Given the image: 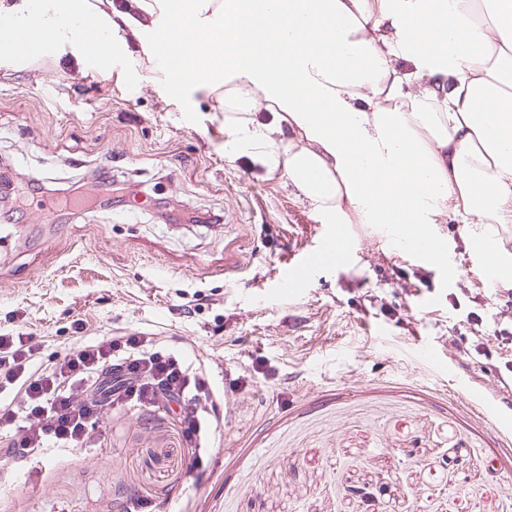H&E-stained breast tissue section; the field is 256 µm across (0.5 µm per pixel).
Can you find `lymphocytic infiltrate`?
Wrapping results in <instances>:
<instances>
[{"mask_svg":"<svg viewBox=\"0 0 512 512\" xmlns=\"http://www.w3.org/2000/svg\"><path fill=\"white\" fill-rule=\"evenodd\" d=\"M153 334L130 333L78 344L44 366L26 334L0 335V452L38 457L50 447L92 446L93 416L110 407H179L182 432L195 449L221 434L223 417L202 367L153 352Z\"/></svg>","mask_w":512,"mask_h":512,"instance_id":"lymphocytic-infiltrate-1","label":"lymphocytic infiltrate"}]
</instances>
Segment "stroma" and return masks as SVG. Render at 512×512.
Returning <instances> with one entry per match:
<instances>
[{
    "instance_id": "stroma-1",
    "label": "stroma",
    "mask_w": 512,
    "mask_h": 512,
    "mask_svg": "<svg viewBox=\"0 0 512 512\" xmlns=\"http://www.w3.org/2000/svg\"><path fill=\"white\" fill-rule=\"evenodd\" d=\"M153 69L131 41L108 81L49 58L0 72V170L53 188L104 172L122 190L50 224L35 204L0 217V334L36 336L42 363L155 334L161 353L204 364L223 436L191 475L170 414H102L96 446L0 470V512H126L134 499L143 512H512V392L456 353L512 330V293L351 224L347 265L282 295L281 270L327 225L284 168L227 144L245 125L299 133L257 92L165 90L144 82Z\"/></svg>"
}]
</instances>
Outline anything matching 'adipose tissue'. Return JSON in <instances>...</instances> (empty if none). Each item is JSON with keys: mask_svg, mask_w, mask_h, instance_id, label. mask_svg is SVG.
<instances>
[{"mask_svg": "<svg viewBox=\"0 0 512 512\" xmlns=\"http://www.w3.org/2000/svg\"><path fill=\"white\" fill-rule=\"evenodd\" d=\"M130 36L168 89L190 66L196 88L260 92L304 143L246 126L238 144L329 223L403 215L432 238L451 213L512 288V0H0V69L49 57L108 80Z\"/></svg>", "mask_w": 512, "mask_h": 512, "instance_id": "adipose-tissue-1", "label": "adipose tissue"}]
</instances>
